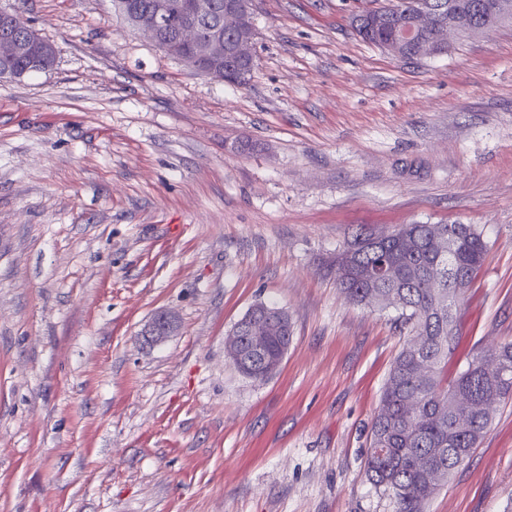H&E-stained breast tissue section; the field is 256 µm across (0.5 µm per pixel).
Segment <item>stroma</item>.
<instances>
[{
	"instance_id": "obj_1",
	"label": "stroma",
	"mask_w": 512,
	"mask_h": 512,
	"mask_svg": "<svg viewBox=\"0 0 512 512\" xmlns=\"http://www.w3.org/2000/svg\"><path fill=\"white\" fill-rule=\"evenodd\" d=\"M375 3L250 0L237 86L112 0H0L58 49L0 79V512H397L365 463L407 331L327 265L360 227L477 225L448 375L512 341V20L396 58L353 29ZM259 302L293 323L261 382L224 354ZM510 503L512 399L426 512ZM176 328L177 321L175 317L168 314H160L148 325L144 336L151 342H158L170 336Z\"/></svg>"
}]
</instances>
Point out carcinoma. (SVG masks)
<instances>
[{"mask_svg": "<svg viewBox=\"0 0 512 512\" xmlns=\"http://www.w3.org/2000/svg\"><path fill=\"white\" fill-rule=\"evenodd\" d=\"M26 42V28L0 21V39ZM176 57L189 47L164 37L159 45ZM27 54L0 59V72L29 69ZM401 236L377 244L359 233L336 251V287L348 299L381 310H400L407 328L404 344L386 380L380 410L370 432L367 472L373 484L392 491L398 512H424L425 502L479 444L492 421L494 407L512 395V341L481 349L448 384L441 374L457 340V317L439 303L440 294L464 291L488 252L482 230L474 224H403ZM452 242L442 250L439 239ZM383 266L394 277L376 280L370 273ZM258 325L267 337L262 353L252 357L246 375L266 378L292 337L288 312L257 303L241 325Z\"/></svg>", "mask_w": 512, "mask_h": 512, "instance_id": "1", "label": "carcinoma"}]
</instances>
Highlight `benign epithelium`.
<instances>
[{
  "instance_id": "obj_1",
  "label": "benign epithelium",
  "mask_w": 512,
  "mask_h": 512,
  "mask_svg": "<svg viewBox=\"0 0 512 512\" xmlns=\"http://www.w3.org/2000/svg\"><path fill=\"white\" fill-rule=\"evenodd\" d=\"M474 5L469 0H444L436 5L432 0H413L397 36L382 44L383 50L402 58L411 53L419 59L437 56L448 50V34L489 33L492 27L505 20H512V0H491L493 22L479 24L472 18ZM249 7L243 0H224V14L201 32L197 24L186 21L178 30L180 41L189 44L192 52L181 57L187 66L200 72L204 68L224 64L235 70L240 78L248 76L254 62L252 52L256 31L249 26ZM168 14L139 13L130 25L152 42L158 41L167 26ZM177 328L175 317L168 314L156 316L148 325L144 336L151 342L161 341ZM264 337H252L247 350L240 346L237 329H232L227 340L229 360L238 371L248 365V356L261 351Z\"/></svg>"
}]
</instances>
